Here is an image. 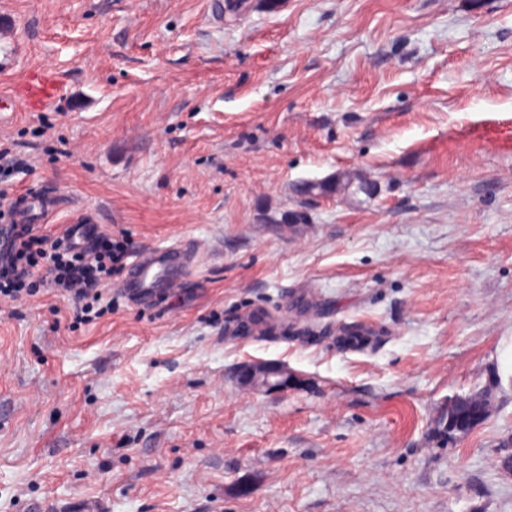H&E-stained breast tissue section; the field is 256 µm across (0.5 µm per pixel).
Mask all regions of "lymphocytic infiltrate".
I'll return each mask as SVG.
<instances>
[{"instance_id":"lymphocytic-infiltrate-1","label":"lymphocytic infiltrate","mask_w":512,"mask_h":512,"mask_svg":"<svg viewBox=\"0 0 512 512\" xmlns=\"http://www.w3.org/2000/svg\"><path fill=\"white\" fill-rule=\"evenodd\" d=\"M130 256L125 239L105 233L86 244L38 224H12L0 238V297L19 301L42 286L72 300L76 321L88 322L109 312L104 287Z\"/></svg>"}]
</instances>
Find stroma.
<instances>
[{
  "label": "stroma",
  "instance_id": "1",
  "mask_svg": "<svg viewBox=\"0 0 512 512\" xmlns=\"http://www.w3.org/2000/svg\"><path fill=\"white\" fill-rule=\"evenodd\" d=\"M44 69L0 200L194 264L81 325L0 301V512H512V0H0V97ZM345 173L376 193H291ZM259 308L312 333L225 335ZM54 87V82L43 78L28 81L22 87V100L31 109L43 106L52 99Z\"/></svg>",
  "mask_w": 512,
  "mask_h": 512
}]
</instances>
